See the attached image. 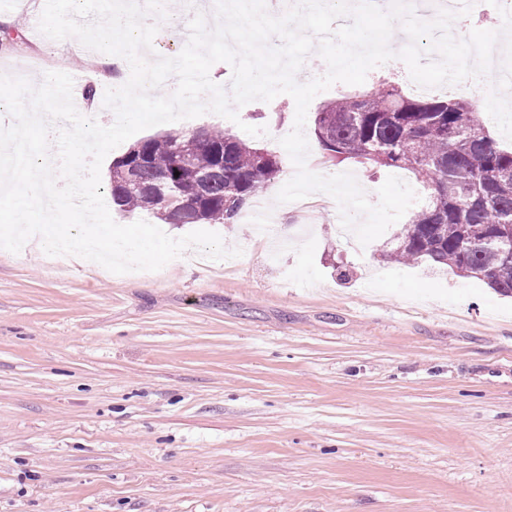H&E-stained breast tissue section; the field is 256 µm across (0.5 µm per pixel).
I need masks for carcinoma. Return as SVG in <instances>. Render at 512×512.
I'll use <instances>...</instances> for the list:
<instances>
[{
	"instance_id": "obj_1",
	"label": "carcinoma",
	"mask_w": 512,
	"mask_h": 512,
	"mask_svg": "<svg viewBox=\"0 0 512 512\" xmlns=\"http://www.w3.org/2000/svg\"><path fill=\"white\" fill-rule=\"evenodd\" d=\"M462 99L412 98L391 85L341 92L316 113L314 133L325 157L412 173L426 197L402 225L384 258L427 261L485 282L512 297V252L488 240L512 228V150L501 148ZM190 159L177 146L190 137L170 131L131 146L110 169V194L122 213L144 211L167 224H235L279 172L277 156L220 129L202 132ZM189 202L180 210L155 188Z\"/></svg>"
}]
</instances>
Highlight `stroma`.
<instances>
[{
  "mask_svg": "<svg viewBox=\"0 0 512 512\" xmlns=\"http://www.w3.org/2000/svg\"><path fill=\"white\" fill-rule=\"evenodd\" d=\"M103 0L0 8V74L26 57L75 76L77 111L112 124L109 81L87 95ZM241 123L279 160L252 210L213 225L238 257H179L114 274L36 240L0 249V512H512V299L426 262L384 259L392 232L350 242L327 193L279 204L296 173L272 131L293 99ZM352 173L370 203L389 177Z\"/></svg>",
  "mask_w": 512,
  "mask_h": 512,
  "instance_id": "1",
  "label": "stroma"
}]
</instances>
